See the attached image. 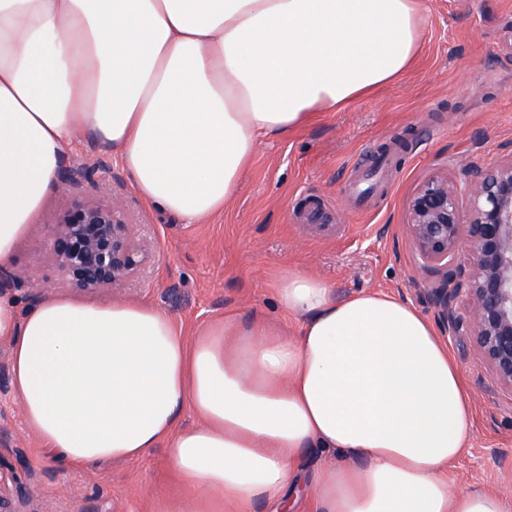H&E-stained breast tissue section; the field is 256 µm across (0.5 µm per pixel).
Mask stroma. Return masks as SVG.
<instances>
[{
    "mask_svg": "<svg viewBox=\"0 0 512 512\" xmlns=\"http://www.w3.org/2000/svg\"><path fill=\"white\" fill-rule=\"evenodd\" d=\"M420 55L400 79L341 112H324L287 137L263 143L222 212L188 223L147 203L110 147L74 139L68 160L92 182L49 194L19 241L11 269L20 308L30 295L71 296L46 226L74 198L122 200L138 237L156 257L123 288L94 301L151 302L195 334L228 314L261 316L295 333L272 286L300 268L327 280L337 297L384 291L435 320L408 203L432 176L464 182L512 147V0H426ZM469 391L465 448L444 475L457 491L512 497V392L496 387L466 336H445ZM0 437L34 471L40 512H171L188 492L165 449L137 460L75 467L46 457L25 427L12 388L0 387Z\"/></svg>",
    "mask_w": 512,
    "mask_h": 512,
    "instance_id": "stroma-1",
    "label": "stroma"
}]
</instances>
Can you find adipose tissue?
Segmentation results:
<instances>
[{
    "label": "adipose tissue",
    "mask_w": 512,
    "mask_h": 512,
    "mask_svg": "<svg viewBox=\"0 0 512 512\" xmlns=\"http://www.w3.org/2000/svg\"><path fill=\"white\" fill-rule=\"evenodd\" d=\"M423 0H0V267L74 135L109 144L145 200L190 221L223 211L259 143L399 79ZM295 336L229 315L194 340L152 303L0 293L11 385L45 456L71 464L166 448L190 512L262 499L315 512H512L444 478L471 420L432 324L376 291L336 299L286 270ZM191 410L197 425L179 417ZM328 458L311 486L310 449Z\"/></svg>",
    "instance_id": "obj_1"
}]
</instances>
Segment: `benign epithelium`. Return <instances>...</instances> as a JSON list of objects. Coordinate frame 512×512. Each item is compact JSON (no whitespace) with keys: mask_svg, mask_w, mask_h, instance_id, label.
Masks as SVG:
<instances>
[{"mask_svg":"<svg viewBox=\"0 0 512 512\" xmlns=\"http://www.w3.org/2000/svg\"><path fill=\"white\" fill-rule=\"evenodd\" d=\"M91 174L65 163L60 183L69 188ZM47 224L54 259L75 291L119 288L150 261L118 201L76 199ZM407 228L421 268L435 277L430 297L439 322L451 335L472 337L477 359L512 393V150L462 184L423 182L409 201ZM462 248L469 257L464 271L450 266ZM462 294L472 303L466 316L457 308ZM33 484L32 472L0 452V512H38Z\"/></svg>","mask_w":512,"mask_h":512,"instance_id":"benign-epithelium-1","label":"benign epithelium"}]
</instances>
